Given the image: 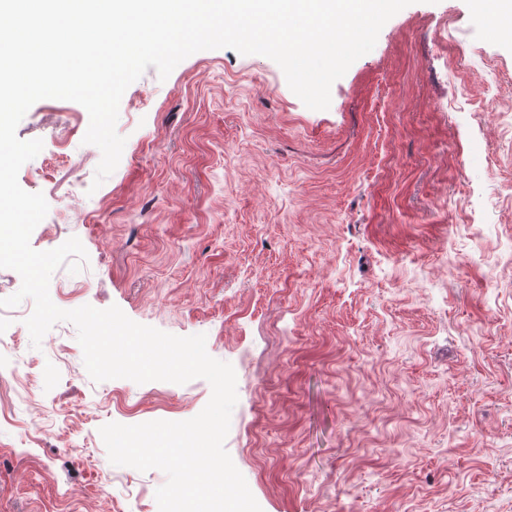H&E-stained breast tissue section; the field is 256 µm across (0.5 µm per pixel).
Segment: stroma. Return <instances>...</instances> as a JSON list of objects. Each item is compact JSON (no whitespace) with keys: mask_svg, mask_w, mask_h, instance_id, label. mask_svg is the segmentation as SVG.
Here are the masks:
<instances>
[{"mask_svg":"<svg viewBox=\"0 0 512 512\" xmlns=\"http://www.w3.org/2000/svg\"><path fill=\"white\" fill-rule=\"evenodd\" d=\"M492 26L473 0H415L325 110L258 54L148 68L97 188L82 105L38 101L17 127L44 143L18 174L49 205L32 247L88 254L53 303L205 335L236 373L225 447L262 512H512V42ZM32 309L0 325V364L43 411L9 382L0 414L42 444L0 429V512H159L166 475L113 465L99 430L191 419L210 384L93 381L72 324L32 347Z\"/></svg>","mask_w":512,"mask_h":512,"instance_id":"1","label":"stroma"}]
</instances>
